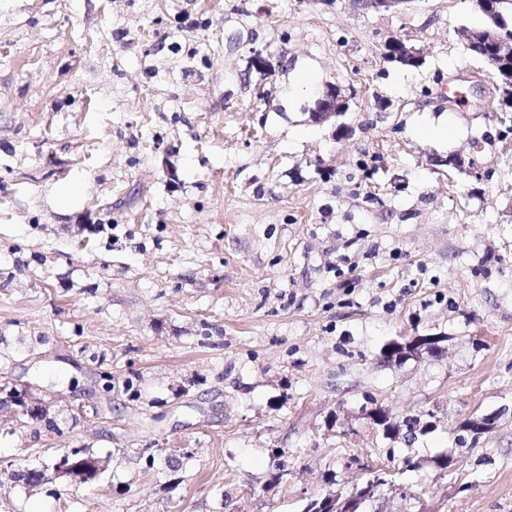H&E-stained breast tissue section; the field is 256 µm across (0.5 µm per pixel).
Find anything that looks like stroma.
<instances>
[{
  "mask_svg": "<svg viewBox=\"0 0 512 512\" xmlns=\"http://www.w3.org/2000/svg\"><path fill=\"white\" fill-rule=\"evenodd\" d=\"M484 22L476 0H0V377L58 413L0 410V512H304L381 465L361 512H512V135L460 37ZM329 85L349 108L318 123ZM418 335L438 350L384 361ZM376 406L437 426L392 438ZM84 447L86 484L7 476Z\"/></svg>",
  "mask_w": 512,
  "mask_h": 512,
  "instance_id": "stroma-1",
  "label": "stroma"
}]
</instances>
